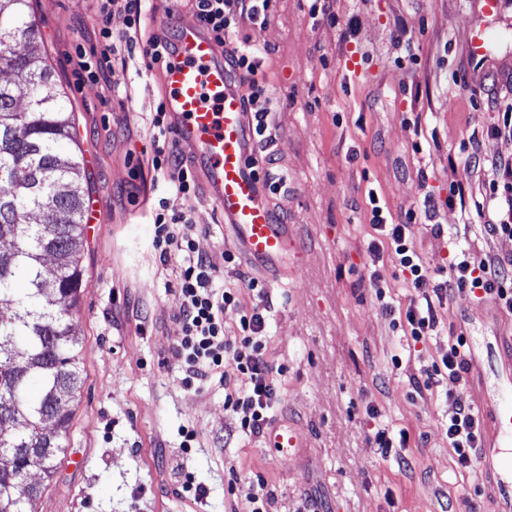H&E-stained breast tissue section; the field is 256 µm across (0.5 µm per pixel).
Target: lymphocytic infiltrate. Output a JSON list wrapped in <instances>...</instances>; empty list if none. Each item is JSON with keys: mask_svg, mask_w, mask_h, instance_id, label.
<instances>
[{"mask_svg": "<svg viewBox=\"0 0 512 512\" xmlns=\"http://www.w3.org/2000/svg\"><path fill=\"white\" fill-rule=\"evenodd\" d=\"M274 0H190L192 20L205 29L221 50L234 74V83L242 90L244 109L250 112L256 140L270 142L269 115L273 110L269 89L261 77V49L236 40L243 25L265 28L272 16ZM101 21L95 32L98 48L93 52L75 51L74 74L77 80L104 84L114 97H122L127 85L119 72L126 67V57L139 53L147 68H165L173 55V37L161 26L143 34L145 12L142 0H100ZM119 17L124 29L114 34L110 17ZM152 153L148 166L160 174L165 196L156 198L148 212L153 226L152 248L160 262L171 256L181 258L177 286L179 303L177 320L180 333L170 354L185 374L186 388L199 389L212 380L224 384V408L232 413L235 426L229 439L256 438L270 424L280 400L275 368L267 355L268 318L250 310L248 300L267 301L269 293L257 279L244 287L225 284L222 267L232 264L235 256L224 252L221 262L201 255L196 246V227L186 213L169 208L168 195L185 202L198 197V175L176 152L165 103H158L151 118ZM471 151L464 161L449 159L451 180L449 200L464 198L473 186H480L481 197L474 200L477 214H492L487 225L490 236L512 238V153L481 159L478 141H471ZM369 224L374 232L368 250L374 258H390L400 271L404 287L410 288L407 306L394 305L387 299L385 281L374 280L377 302L393 328L399 329L413 343L426 342L438 328L435 303L456 292L479 295L499 311L512 317V255L486 253L480 259L455 255L449 274L434 282L433 274L417 254L406 234L411 224L428 219V210L413 207L392 214L376 191H369ZM235 314L238 339L228 343L224 333L226 314ZM468 345L464 335L449 337L438 360L420 369L410 382L416 391H429L443 380L457 381L468 364ZM448 446L457 468L464 472L476 469L478 450L483 443V428L478 411L454 403L443 424Z\"/></svg>", "mask_w": 512, "mask_h": 512, "instance_id": "obj_1", "label": "lymphocytic infiltrate"}]
</instances>
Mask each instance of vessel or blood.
Returning <instances> with one entry per match:
<instances>
[{"label":"vessel or blood","mask_w":512,"mask_h":512,"mask_svg":"<svg viewBox=\"0 0 512 512\" xmlns=\"http://www.w3.org/2000/svg\"><path fill=\"white\" fill-rule=\"evenodd\" d=\"M165 23L175 33L176 46L162 76L173 135L192 145L190 159L243 252L272 277L285 275L297 267L300 251L249 162L256 146L241 93L223 56L195 21L174 14ZM494 411L502 434L512 439V393L507 388L499 389ZM267 442L282 449L301 445L297 431L279 423L268 429ZM479 466L493 478L496 512H512V460L499 457L495 445L486 442Z\"/></svg>","instance_id":"1"}]
</instances>
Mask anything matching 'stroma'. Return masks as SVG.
Here are the masks:
<instances>
[{"label": "stroma", "instance_id": "obj_1", "mask_svg": "<svg viewBox=\"0 0 512 512\" xmlns=\"http://www.w3.org/2000/svg\"><path fill=\"white\" fill-rule=\"evenodd\" d=\"M312 0H277L271 23L249 31L265 47L264 74L275 97L270 148L288 183L274 196L282 223L297 233L299 271L279 280L246 257L224 279L264 282L269 301L267 354L283 367L275 420H285L303 445L284 452L264 438L225 442L235 423L224 409V387L185 388L169 349L179 334L172 290L181 260L160 263L147 222V193L133 168L151 149L149 117L162 92L158 70L130 61L129 98L113 99L98 84L77 85L76 46L97 42L95 0H34L41 44L66 104L76 116L87 179L86 198L103 203L101 232L87 231L88 270L76 323L83 341L84 386L70 431L68 454L47 482L36 512H251V476L274 494L272 512H458L462 499L494 512L490 483L480 471L458 472L440 428L453 392L478 410L485 437L494 434L490 410L498 381L492 363L471 364L461 381L415 392L412 374L437 360L448 338L464 333L470 352L512 336V318L469 294L437 308L439 333L412 344L394 332L375 304L369 277L380 273L395 303L410 299L398 270L374 260L366 243L368 190L391 211L434 201L432 225L407 234L434 270L453 251L512 255V239L489 236L472 201L448 202V159L466 157L477 138L485 157L512 151L491 135L501 103L512 100V0L482 13V0H333L340 21L356 18V43L313 19ZM408 42H396L395 25ZM497 32L482 74L452 83L470 53L478 27ZM191 219L200 252L221 261L236 245L216 206L199 196ZM403 359L394 368L393 355ZM375 405L370 419L366 405ZM410 434L407 447L382 457L367 436L375 422ZM196 446L181 454V426ZM80 454L81 466L71 464ZM205 485L197 503L184 478Z\"/></svg>", "mask_w": 512, "mask_h": 512}]
</instances>
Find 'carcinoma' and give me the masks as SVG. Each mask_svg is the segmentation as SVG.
I'll list each match as a JSON object with an SVG mask.
<instances>
[{"mask_svg": "<svg viewBox=\"0 0 512 512\" xmlns=\"http://www.w3.org/2000/svg\"><path fill=\"white\" fill-rule=\"evenodd\" d=\"M0 512H35L84 384L83 151L40 52L32 0H0Z\"/></svg>", "mask_w": 512, "mask_h": 512, "instance_id": "1", "label": "carcinoma"}]
</instances>
